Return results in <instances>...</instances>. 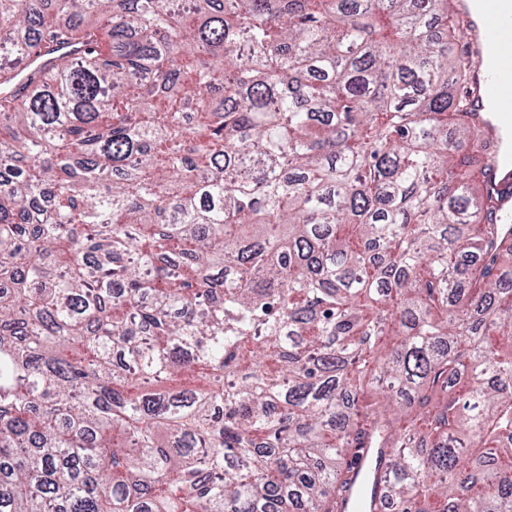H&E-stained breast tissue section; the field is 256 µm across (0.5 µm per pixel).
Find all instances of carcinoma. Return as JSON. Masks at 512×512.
<instances>
[{"label":"carcinoma","instance_id":"obj_1","mask_svg":"<svg viewBox=\"0 0 512 512\" xmlns=\"http://www.w3.org/2000/svg\"><path fill=\"white\" fill-rule=\"evenodd\" d=\"M464 22L0 0V512H512Z\"/></svg>","mask_w":512,"mask_h":512}]
</instances>
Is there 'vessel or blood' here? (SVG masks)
<instances>
[{"label":"vessel or blood","instance_id":"vessel-or-blood-1","mask_svg":"<svg viewBox=\"0 0 512 512\" xmlns=\"http://www.w3.org/2000/svg\"><path fill=\"white\" fill-rule=\"evenodd\" d=\"M460 0L469 16L464 45L477 60L475 80L469 89L474 117L488 132L496 148L490 191L499 197L505 223H512V0Z\"/></svg>","mask_w":512,"mask_h":512}]
</instances>
